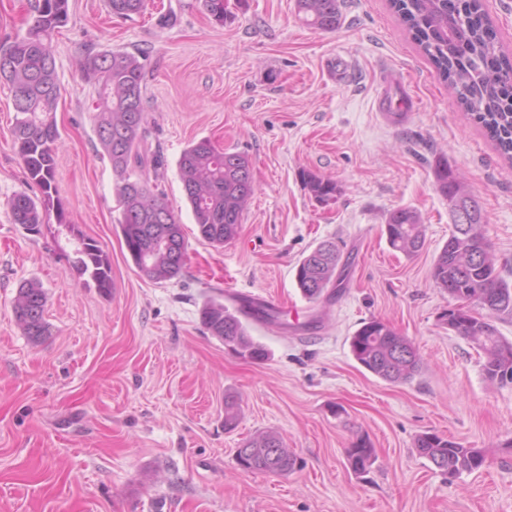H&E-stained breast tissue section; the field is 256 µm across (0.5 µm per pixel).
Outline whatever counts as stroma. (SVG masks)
I'll list each match as a JSON object with an SVG mask.
<instances>
[{
  "mask_svg": "<svg viewBox=\"0 0 512 512\" xmlns=\"http://www.w3.org/2000/svg\"><path fill=\"white\" fill-rule=\"evenodd\" d=\"M147 0L112 16L107 0H69L52 37L60 98L55 187L70 224L112 266L101 294L68 262L56 221L30 233L8 200L28 185L13 144L16 112L0 79V512H512V384L490 383L476 348L440 318L452 300L431 280L448 240L442 158L466 177L485 215L501 277L512 282V161L460 105L391 9L344 0L341 25H303L295 0ZM139 53L147 75L146 144L160 152L166 200L187 260L178 277L140 275L116 223V176L95 134L86 49ZM412 94L405 116L380 112ZM207 139L246 154L255 192L237 237L204 241L178 160ZM331 179L321 203L305 173ZM416 211L425 245L393 250L391 211ZM348 261L335 299L312 303L295 269L320 242ZM46 293L50 334L26 336L14 314L21 283ZM266 297L287 328L250 324L269 351L241 357L206 333L209 300ZM389 323L422 369L393 384L361 367L349 341L363 322ZM239 417L224 427V398ZM265 431L300 465L285 476L240 469L236 450ZM423 432L478 448L485 465L442 475L415 447ZM366 438L377 459L355 474L346 448Z\"/></svg>",
  "mask_w": 512,
  "mask_h": 512,
  "instance_id": "35a3bbf8",
  "label": "stroma"
}]
</instances>
